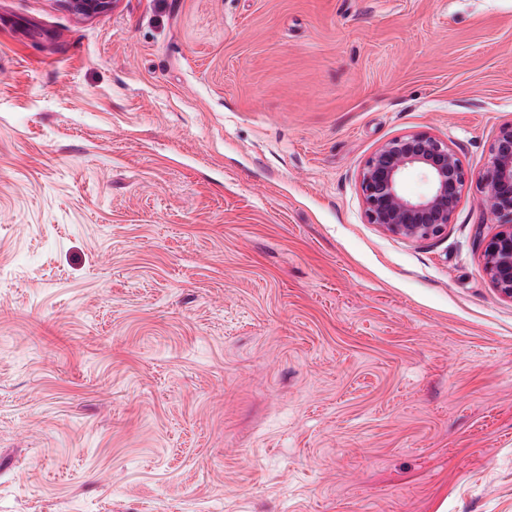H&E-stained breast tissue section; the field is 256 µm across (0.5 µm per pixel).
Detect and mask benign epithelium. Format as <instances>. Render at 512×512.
<instances>
[{"instance_id":"benign-epithelium-1","label":"benign epithelium","mask_w":512,"mask_h":512,"mask_svg":"<svg viewBox=\"0 0 512 512\" xmlns=\"http://www.w3.org/2000/svg\"><path fill=\"white\" fill-rule=\"evenodd\" d=\"M411 169L428 178L427 195L411 198L403 192V178ZM479 180L483 202L500 223L485 245L484 269L493 288L512 299V125L499 131ZM465 181L466 173L448 142L426 131L388 141L358 175L368 223L415 241L446 233Z\"/></svg>"}]
</instances>
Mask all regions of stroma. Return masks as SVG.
Wrapping results in <instances>:
<instances>
[{
  "label": "stroma",
  "instance_id": "stroma-1",
  "mask_svg": "<svg viewBox=\"0 0 512 512\" xmlns=\"http://www.w3.org/2000/svg\"><path fill=\"white\" fill-rule=\"evenodd\" d=\"M512 0H0V512H512L478 181ZM447 140V232L368 223ZM411 169L428 178L427 195L411 198L403 192V178ZM465 181L466 173L448 141L426 131L388 141L358 175L368 223L415 241L446 233Z\"/></svg>",
  "mask_w": 512,
  "mask_h": 512
}]
</instances>
